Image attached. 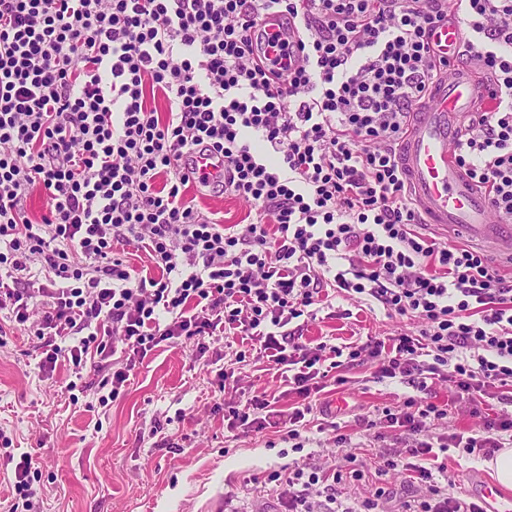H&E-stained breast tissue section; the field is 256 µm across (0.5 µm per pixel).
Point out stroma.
<instances>
[{
    "instance_id": "obj_1",
    "label": "stroma",
    "mask_w": 512,
    "mask_h": 512,
    "mask_svg": "<svg viewBox=\"0 0 512 512\" xmlns=\"http://www.w3.org/2000/svg\"><path fill=\"white\" fill-rule=\"evenodd\" d=\"M186 200L225 223L255 221L248 204L231 196L217 197L189 187ZM412 320L388 315L382 308L334 300L332 308L306 322L303 339L340 345L367 337H387L413 330ZM0 347V432L11 441L0 451V503L11 495L2 475L13 470L9 455H31L38 467L37 512H280L275 492L264 486L270 471L284 465L342 464L354 454L365 466L361 483L336 487L339 500L351 503L385 488L383 512H399L415 494L404 474L378 475L375 466L387 452L405 447L409 436L399 430L365 429V417L396 408L411 395L409 386L378 378L374 365L347 370L346 384L327 387L303 429V449L267 430L228 431L217 403L237 393H266L280 408L294 407L280 373L266 360L250 355L237 362L240 342L216 336L211 351L222 354V368L233 372L235 388L218 391L217 370L196 358V345L186 339L157 348L132 370L120 396L101 405L100 373L84 371L76 390H69L71 369L57 365L38 373L37 339L28 327L11 325ZM448 415L430 428L436 439L469 435L476 419L456 398L448 381L432 386ZM349 435L348 448L337 447V433ZM448 479L456 491L474 498L480 482H493L484 459L458 448L448 450Z\"/></svg>"
}]
</instances>
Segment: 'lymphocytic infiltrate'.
<instances>
[{
  "label": "lymphocytic infiltrate",
  "mask_w": 512,
  "mask_h": 512,
  "mask_svg": "<svg viewBox=\"0 0 512 512\" xmlns=\"http://www.w3.org/2000/svg\"><path fill=\"white\" fill-rule=\"evenodd\" d=\"M464 13L462 55L495 80L500 104L465 119L457 162L512 223V0H465ZM266 14L294 20L302 40L259 27ZM446 14L445 0H0V313L32 323L41 367L63 361L78 375L123 354L105 405L161 343L238 336L288 373L302 404L287 414L262 395L232 399L228 427L297 440L328 370L340 386L370 360L414 390L377 419L413 438L378 465L416 486L402 512H485L436 481L440 456L492 457L512 415L433 444L446 411L431 383L512 403V281L484 253L418 232L396 162L411 112L446 73L430 41ZM198 155L220 165L200 186L260 221L227 227L184 201L182 171ZM37 189L48 208L35 222L25 202ZM120 242L143 249L157 276L132 277ZM334 294L418 328L303 342L300 318ZM362 477L307 464L267 481L286 512H382L381 487L338 503L337 484Z\"/></svg>",
  "instance_id": "lymphocytic-infiltrate-1"
}]
</instances>
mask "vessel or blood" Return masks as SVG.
Segmentation results:
<instances>
[{
	"instance_id": "vessel-or-blood-1",
	"label": "vessel or blood",
	"mask_w": 512,
	"mask_h": 512,
	"mask_svg": "<svg viewBox=\"0 0 512 512\" xmlns=\"http://www.w3.org/2000/svg\"><path fill=\"white\" fill-rule=\"evenodd\" d=\"M444 56L461 51L456 22H441L431 38ZM498 106L492 82L476 68L458 67L436 84L424 108L414 112L401 152L408 187L428 224L447 234L465 232L487 247L512 254V225L502 223L457 164L455 141L462 118Z\"/></svg>"
}]
</instances>
